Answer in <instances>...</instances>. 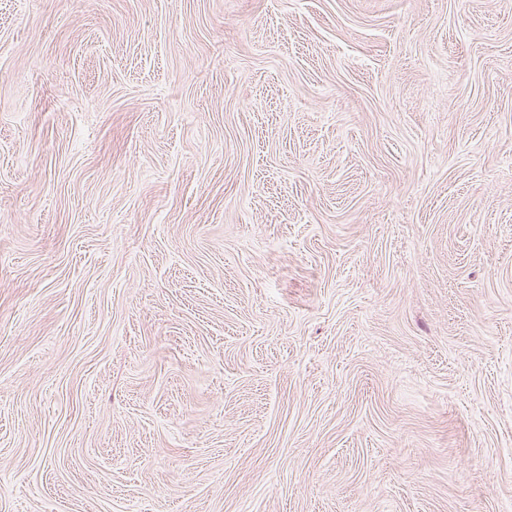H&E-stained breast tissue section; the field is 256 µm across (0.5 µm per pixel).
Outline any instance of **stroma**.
Masks as SVG:
<instances>
[{"mask_svg":"<svg viewBox=\"0 0 512 512\" xmlns=\"http://www.w3.org/2000/svg\"><path fill=\"white\" fill-rule=\"evenodd\" d=\"M0 512H512V0H0Z\"/></svg>","mask_w":512,"mask_h":512,"instance_id":"1","label":"stroma"}]
</instances>
